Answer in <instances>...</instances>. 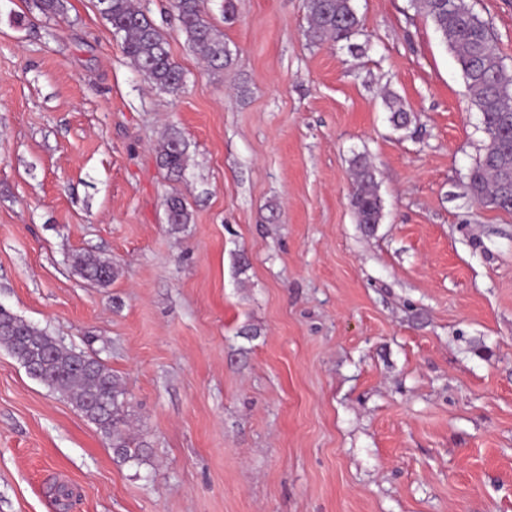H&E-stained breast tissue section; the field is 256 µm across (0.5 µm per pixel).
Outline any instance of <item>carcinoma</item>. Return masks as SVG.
Wrapping results in <instances>:
<instances>
[{"label":"carcinoma","instance_id":"obj_1","mask_svg":"<svg viewBox=\"0 0 512 512\" xmlns=\"http://www.w3.org/2000/svg\"><path fill=\"white\" fill-rule=\"evenodd\" d=\"M413 8L433 21L452 50L472 102L481 115L486 144L468 175V191L479 203L512 213V77L492 46L488 24L468 0H411ZM181 31L201 59L221 69L232 60L228 45L206 19L205 0H173ZM101 16L122 40L133 66L169 94L182 91L185 75L173 60L167 43L148 14L132 0H98ZM361 29L352 0H308L307 36L313 43L348 41ZM186 146L177 133L164 142L159 163L172 173L183 170ZM354 186L350 205L357 221L380 223L382 202L373 167L363 155L353 159ZM166 220L178 230L190 223L191 213L178 195L166 200ZM72 265L86 280L110 284L118 269L91 252H77ZM0 339L32 378L66 396L88 422L112 443L114 454L127 462L141 460L127 430L126 388L99 357L63 344L25 319L0 306Z\"/></svg>","mask_w":512,"mask_h":512}]
</instances>
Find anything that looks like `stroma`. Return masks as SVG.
<instances>
[{"mask_svg":"<svg viewBox=\"0 0 512 512\" xmlns=\"http://www.w3.org/2000/svg\"><path fill=\"white\" fill-rule=\"evenodd\" d=\"M225 1L215 70L138 0L171 95L97 0H0V306L102 358L145 448L117 458L0 346V512H512V214L468 193L485 135L451 50L410 0H354L362 32L320 44L308 0H229L230 24ZM469 2L512 74V0ZM97 3L101 16L120 36L133 66L167 93L181 92L184 72L171 57L166 41L148 14L131 0H98ZM186 160V146L179 134H172L159 151V163L171 173L183 170ZM354 186L350 205L358 224H379L382 219V202L375 186L373 167L364 155L353 159ZM166 220L172 230H179L191 221V213L187 204L178 195H171L166 200ZM72 265L86 280L107 286L118 275L112 262L91 252H77L71 257Z\"/></svg>","mask_w":512,"mask_h":512,"instance_id":"1","label":"stroma"}]
</instances>
